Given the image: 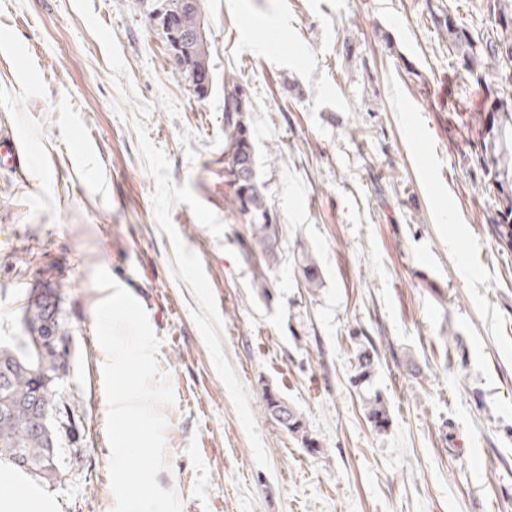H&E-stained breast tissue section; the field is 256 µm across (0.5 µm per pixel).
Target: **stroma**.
<instances>
[{
	"instance_id": "obj_1",
	"label": "stroma",
	"mask_w": 512,
	"mask_h": 512,
	"mask_svg": "<svg viewBox=\"0 0 512 512\" xmlns=\"http://www.w3.org/2000/svg\"><path fill=\"white\" fill-rule=\"evenodd\" d=\"M150 2L0 0V128L31 150L27 176L0 169V345L45 294L70 336L59 475H26L31 512L114 510L99 267L163 340L157 482L181 512H512V247L466 158L485 93L429 15L478 0H201L203 100ZM228 82L277 224L260 287L224 181ZM366 341L382 431L352 382ZM275 400H282L285 401L284 398L278 394V393H268L265 395V404L264 409L270 414L272 418H274L278 424L284 428L288 433L294 435V436H300L301 443L303 446L307 449H309L311 446L314 445V441L311 438L307 437V431L304 426V422L302 419V416L300 413H298L293 407L289 406L290 413H288L289 417V423H288V417L286 416V413L288 411V405L287 404H281L276 412V417L279 421L282 423H288V427L283 426L274 416V401Z\"/></svg>"
}]
</instances>
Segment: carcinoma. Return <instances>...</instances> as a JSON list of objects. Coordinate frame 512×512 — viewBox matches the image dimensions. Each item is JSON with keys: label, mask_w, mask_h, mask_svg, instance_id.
<instances>
[{"label": "carcinoma", "mask_w": 512, "mask_h": 512, "mask_svg": "<svg viewBox=\"0 0 512 512\" xmlns=\"http://www.w3.org/2000/svg\"><path fill=\"white\" fill-rule=\"evenodd\" d=\"M167 5L171 14L173 32L181 46L169 54L172 68L187 80L192 93L199 99L207 97L212 83L209 65V47L202 35L204 21L200 7L188 0H156V6ZM478 14L485 26L468 22L448 11L431 13L433 24L448 35V47L459 62L461 79L485 89L488 111L495 114L492 125L479 129L476 166L483 177L485 189L493 194L495 208L487 220L500 224V234L512 240V194L495 195L499 180L512 172V59L503 56L512 50V0H481ZM248 99L237 85L224 90L225 165L227 183L233 194L237 211L248 218L251 237L270 251L275 241L276 227L271 224L263 186L257 180V155L246 123ZM308 289L319 287V267L308 256L302 266ZM29 321L37 326L48 322L53 335L69 338L59 318V310L38 304L26 308ZM376 351L370 346L357 349L353 381L363 394V411L375 427L389 423V411L379 391L373 389ZM63 359L56 354L34 352L22 336L17 345L0 347V401L11 405V415L0 417V457L13 460L18 453L30 462L28 472L40 474L47 441L43 434L32 430L29 398L40 372L52 373L61 369ZM56 384L40 389V406L50 416H56L59 404L55 400ZM286 431L301 438L305 448L314 445L307 437L300 413L290 409Z\"/></svg>", "instance_id": "carcinoma-1"}]
</instances>
